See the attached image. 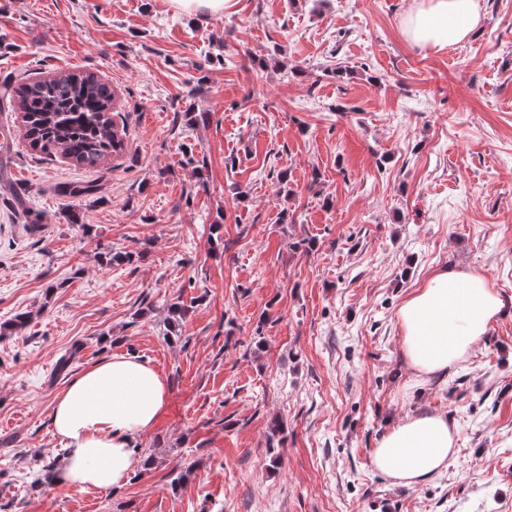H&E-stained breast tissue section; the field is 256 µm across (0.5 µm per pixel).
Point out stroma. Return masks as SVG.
I'll return each mask as SVG.
<instances>
[{
	"label": "stroma",
	"instance_id": "35a3bbf8",
	"mask_svg": "<svg viewBox=\"0 0 512 512\" xmlns=\"http://www.w3.org/2000/svg\"><path fill=\"white\" fill-rule=\"evenodd\" d=\"M413 4L228 0L189 17L167 0H0V90L89 71L125 129L96 167L50 157L0 93V323L31 315L0 336V512H512V312L428 383L397 322L443 266L512 304V0H480L478 31L449 49L403 36ZM110 251L136 258L101 263ZM175 302L189 312L169 337ZM113 354L167 384L143 466L112 492L39 485L64 453L54 398ZM422 412L447 416L456 454L393 484L371 452Z\"/></svg>",
	"mask_w": 512,
	"mask_h": 512
}]
</instances>
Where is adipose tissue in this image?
<instances>
[{
    "instance_id": "obj_1",
    "label": "adipose tissue",
    "mask_w": 512,
    "mask_h": 512,
    "mask_svg": "<svg viewBox=\"0 0 512 512\" xmlns=\"http://www.w3.org/2000/svg\"><path fill=\"white\" fill-rule=\"evenodd\" d=\"M482 20L478 0H416L402 32L414 44L444 48L467 41ZM503 307L483 276L434 270L398 310L407 365L422 381L446 376L480 343ZM166 399L165 379L127 355L77 375L51 410L53 433L65 451L53 471V486L81 491L123 486L142 463L135 440L155 423ZM454 436L444 415H410L381 437L370 463L394 483H424L447 469L455 455Z\"/></svg>"
}]
</instances>
